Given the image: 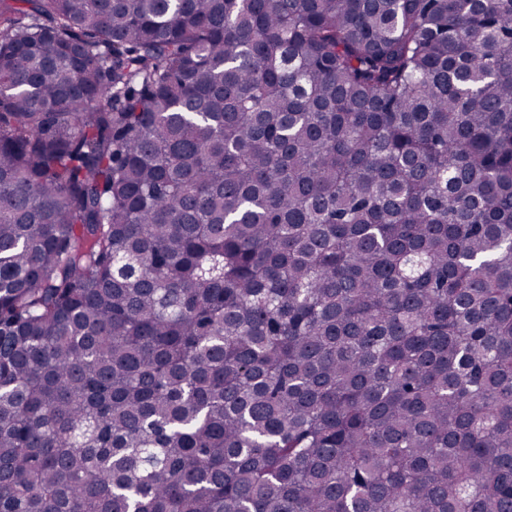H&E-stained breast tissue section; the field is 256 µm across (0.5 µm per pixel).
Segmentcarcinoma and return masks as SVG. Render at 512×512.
I'll list each match as a JSON object with an SVG mask.
<instances>
[{
	"instance_id": "obj_1",
	"label": "carcinoma",
	"mask_w": 512,
	"mask_h": 512,
	"mask_svg": "<svg viewBox=\"0 0 512 512\" xmlns=\"http://www.w3.org/2000/svg\"><path fill=\"white\" fill-rule=\"evenodd\" d=\"M0 512H512V0H0Z\"/></svg>"
}]
</instances>
